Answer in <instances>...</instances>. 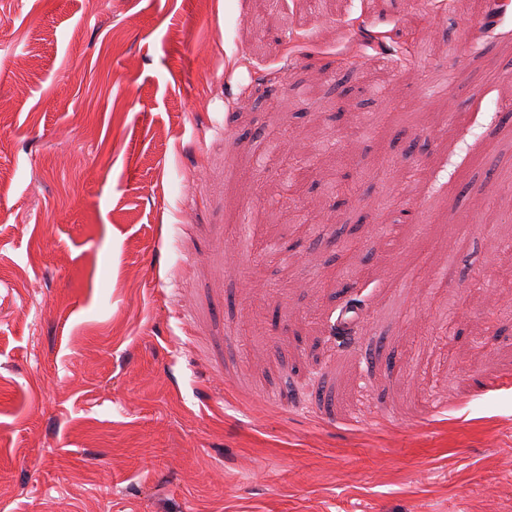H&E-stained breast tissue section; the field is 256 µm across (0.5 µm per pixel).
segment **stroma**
<instances>
[{"label":"stroma","instance_id":"35a3bbf8","mask_svg":"<svg viewBox=\"0 0 512 512\" xmlns=\"http://www.w3.org/2000/svg\"><path fill=\"white\" fill-rule=\"evenodd\" d=\"M510 85L499 0H0V512H512Z\"/></svg>","mask_w":512,"mask_h":512}]
</instances>
